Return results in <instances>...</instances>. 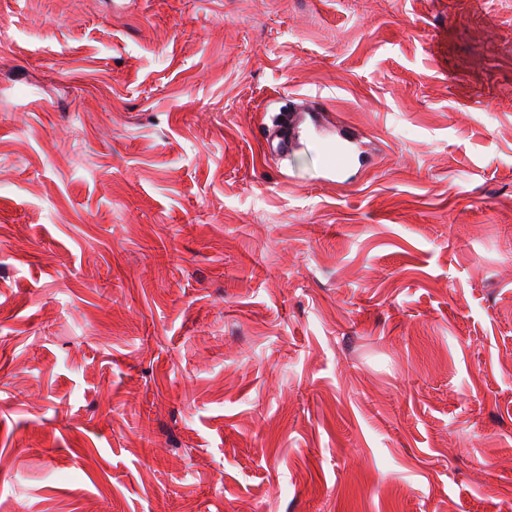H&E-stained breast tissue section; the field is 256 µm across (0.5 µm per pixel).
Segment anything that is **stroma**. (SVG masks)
Listing matches in <instances>:
<instances>
[{"instance_id": "35a3bbf8", "label": "stroma", "mask_w": 512, "mask_h": 512, "mask_svg": "<svg viewBox=\"0 0 512 512\" xmlns=\"http://www.w3.org/2000/svg\"><path fill=\"white\" fill-rule=\"evenodd\" d=\"M91 507L512 512V0H0V512ZM300 122V115L297 113L279 112L273 117L272 131L268 129L269 135L266 138L268 150L273 153H279V149L288 148L290 140L291 145H295L297 138L293 133L294 128ZM293 133V134H292ZM292 135V136H291Z\"/></svg>"}]
</instances>
